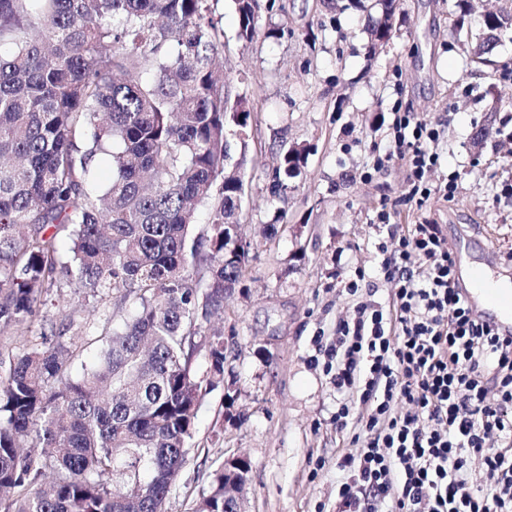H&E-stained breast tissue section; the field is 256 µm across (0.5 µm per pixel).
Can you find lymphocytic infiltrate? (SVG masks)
<instances>
[{"mask_svg":"<svg viewBox=\"0 0 512 512\" xmlns=\"http://www.w3.org/2000/svg\"><path fill=\"white\" fill-rule=\"evenodd\" d=\"M391 129L385 158L409 168L405 202L454 198L455 181L429 180L439 131L410 112L395 113ZM390 218L376 213L387 303L355 269L342 287L357 300L352 313L315 343L336 428L356 430V449L336 460V512H512V336L466 305L441 225Z\"/></svg>","mask_w":512,"mask_h":512,"instance_id":"f902f5d3","label":"lymphocytic infiltrate"}]
</instances>
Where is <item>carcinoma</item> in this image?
<instances>
[{
    "label": "carcinoma",
    "mask_w": 512,
    "mask_h": 512,
    "mask_svg": "<svg viewBox=\"0 0 512 512\" xmlns=\"http://www.w3.org/2000/svg\"><path fill=\"white\" fill-rule=\"evenodd\" d=\"M213 0H0V334L31 325L66 284L123 291L122 323L25 340L0 358L4 512H167L203 398L224 383V310L248 251L235 246L238 171L228 131L247 128L213 65L224 31ZM238 37L258 0H234ZM401 0L366 11L368 44ZM512 18L490 14L473 61L488 66ZM110 180L98 184L95 162ZM300 158L273 177L288 187ZM206 228L194 233L197 210ZM70 229L62 260L56 230ZM87 350L96 360L75 361ZM193 512L224 502V465Z\"/></svg>",
    "instance_id": "obj_1"
}]
</instances>
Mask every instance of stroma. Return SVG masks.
<instances>
[{"mask_svg":"<svg viewBox=\"0 0 512 512\" xmlns=\"http://www.w3.org/2000/svg\"><path fill=\"white\" fill-rule=\"evenodd\" d=\"M215 11L224 28L218 67L250 114L246 152L230 150L246 159L239 219L249 261L244 294L217 321L235 350L223 385L202 402L195 447L167 508L192 512L217 466L240 455L250 463L249 512H336V458L352 434L337 432L336 393L310 358L315 336L332 334L355 304L338 281L374 269L381 204L391 205L392 223L441 224L449 244L467 242L473 259L494 240L501 267L512 270V199H495L512 184V30L491 53L495 67L467 68L485 14H512V0H468L458 33L455 0H403L391 39L372 51L352 0H262L249 42L237 37L232 0H218ZM396 112L440 126L431 180L455 177L454 199L403 203L405 164L374 169ZM292 147L306 150V164L273 192L272 174ZM114 308V298L61 287L40 316L48 330L71 319L108 328Z\"/></svg>","mask_w":512,"mask_h":512,"instance_id":"35a3bbf8","label":"stroma"}]
</instances>
